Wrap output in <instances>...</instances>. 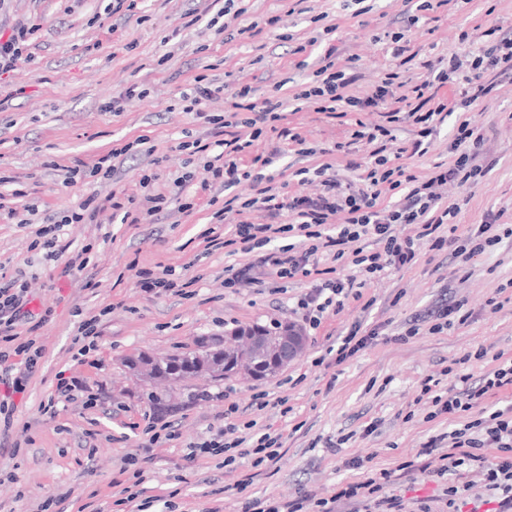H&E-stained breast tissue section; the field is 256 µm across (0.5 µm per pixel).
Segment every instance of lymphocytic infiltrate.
Masks as SVG:
<instances>
[{"label": "lymphocytic infiltrate", "mask_w": 512, "mask_h": 512, "mask_svg": "<svg viewBox=\"0 0 512 512\" xmlns=\"http://www.w3.org/2000/svg\"><path fill=\"white\" fill-rule=\"evenodd\" d=\"M421 66L427 73L426 79L414 85L409 93L395 95L393 89L399 78L397 72L387 73L372 93L364 98L346 95L349 83L344 71L335 67L332 55H325L323 65L317 70L318 84L302 87L294 95L298 101H315L320 111L334 112L341 105L367 112L385 108L388 123L400 119L411 120L419 125V137L410 145L411 155H424L427 152L426 138L431 136V124L435 117L448 110L447 103L438 96L440 89L448 82V72L458 69L459 60H450L448 65L427 59ZM475 71L467 89L463 90L464 104L471 105L489 94L493 86L483 80L485 73H512V38L504 37L490 46L483 56L473 63ZM262 135L261 129L252 130L249 135H234L226 146L231 155L223 165L205 163L204 186L219 184L230 189L245 179L236 157L254 153L253 146ZM480 137L475 136L467 122H460L456 128L450 149L456 155L453 164L438 167L428 180H419L403 166H390L387 155L374 150L371 156L374 165L366 170L362 184L343 181L333 163L327 162L315 168L299 169V176L319 178L321 191L313 196H296L281 201L272 187L258 189L256 196L247 199L239 206L225 205V212L234 213L232 241L249 253L261 249L258 264L267 267L281 279L298 275L309 276V264L320 250H334L336 256L352 252L354 264L359 273L346 279H328L315 285L301 300L302 308L323 313L343 306L351 295L357 276L371 279L380 276L386 269H401L412 265L418 256L419 243H427L430 250L440 251L448 246L447 237L439 230L447 219L456 217L459 205L443 204L437 193V186L448 182L460 185L471 184L484 167L480 164ZM405 189L403 199L386 203L382 200L383 188ZM170 196L159 192L146 195L143 199L115 193L105 199L88 197L73 212V222L97 221L100 215H110L111 219L124 224H136L141 214L159 213L168 208ZM254 209L269 211L279 215L288 210L297 218L296 229L304 238L303 243H291L272 252L264 247L271 242L273 235L285 233V226L256 224L247 214ZM341 217L342 222L336 234L325 231L333 217ZM417 225L416 235H404L399 231L403 225ZM371 240L372 250L360 248L361 240ZM27 286L15 285L14 281L0 282V423L11 426L13 421L14 398L25 393L34 369L44 354L36 339L22 338L18 331L20 312L29 304ZM450 380L447 396L433 394L429 381H422V393L431 395L436 415L446 416L456 422V429L447 436H433L429 447H436L440 441H447L448 452L441 456L437 473L467 468L481 472L488 490L499 492V512H512V407L496 410L485 417H473L472 411L479 407L486 396L512 388V360L500 362L496 368L485 374L482 383L469 385L467 375L456 368L445 371ZM497 449L495 460H488L486 449ZM388 470L373 471L366 481H345L340 483L331 497L332 504L323 512H334L333 505L344 502L360 508L361 512H403L400 499L387 495L385 487L389 482Z\"/></svg>", "instance_id": "1"}]
</instances>
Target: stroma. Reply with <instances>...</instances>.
Wrapping results in <instances>:
<instances>
[{
  "instance_id": "1",
  "label": "stroma",
  "mask_w": 512,
  "mask_h": 512,
  "mask_svg": "<svg viewBox=\"0 0 512 512\" xmlns=\"http://www.w3.org/2000/svg\"><path fill=\"white\" fill-rule=\"evenodd\" d=\"M113 12L112 0H0V28H31L32 35L12 71L0 74V187L14 219L0 218V278L24 275L38 314L53 309L52 320L38 332L45 355L26 394L15 399L8 435L0 434V512H40L50 497L64 493L66 512H131L119 504L121 485L130 477L125 460L139 454L148 425L174 423L178 436L160 440L144 463L146 512H244L246 502L282 505L302 500V512H319L317 502L333 495L337 482L365 479L364 470L347 466L353 457H374L391 469L388 493L401 497L405 512L417 502L429 512H496L498 503L484 477L463 475L468 495L449 505L447 478L431 463L447 454V444L419 452L430 437L447 431L446 417H433L420 382L437 378L435 394L448 392L443 371L455 360L480 379L495 367L494 357L512 359V79L500 77L479 103L461 107L460 92L472 75L471 61L494 44L485 36L491 25L512 30V0H448L420 11L411 0H235L245 10L241 24L279 16L275 29L255 37H221L203 23L224 0H129ZM201 16L184 26L182 16ZM431 59H460L443 92L457 107L428 138L422 157H405L411 172L429 178L435 164H452L449 145L459 122H468L482 138L493 167L475 184L448 183L439 192L444 203L461 204L454 236L463 245L471 229L488 214L498 244L470 260L449 251L421 247L413 265L390 269L368 280L360 298L324 313L320 325L305 329L307 347L296 362L276 376L225 380L221 387L189 382L199 400L169 418L156 416L141 397L148 381L132 376L126 358L148 353L177 354L199 336H220L237 327L274 322L301 323L302 294L318 275L280 279L258 267L257 254L231 251L229 226L214 214L232 197L255 196L252 179L224 190L202 187L205 162L214 160L216 129L184 111L180 95L195 76L224 85L225 96L248 87L254 101L273 94L288 98L309 82L328 47L351 83L348 95L362 97L391 71L409 83L423 78L417 62L397 66L387 51L396 34ZM146 89L132 94L131 86ZM121 109L107 111L112 99ZM311 148L302 155L296 144L277 142L264 131L254 150L279 146L282 156L271 167L281 197L319 192L316 182H299L293 172L322 163L323 149L351 140L358 123H386L378 112L331 115L300 103L288 113ZM148 136L137 144L138 136ZM208 143L193 152L194 141ZM129 146L111 176L94 174L101 153ZM80 166L75 183L63 185L64 167ZM152 170V190L179 194V203L145 216L139 224L73 223L63 229L70 253L86 251L88 264L64 274L65 260L49 262L37 243V224L61 220L89 195L98 199L125 191L140 196V174ZM194 180L184 192L174 181L185 173ZM20 197H13V190ZM223 240L207 248L206 238ZM163 263L185 284L181 295L150 297L136 288V272ZM254 264V282L225 287L230 273ZM462 303L469 318L442 333H431L434 313L445 302ZM99 316L97 347L85 360L72 358L80 316ZM370 339L343 363L328 350L354 324ZM417 335H409V328ZM483 359H475L478 349ZM76 380L81 399L59 402L54 415L43 403L56 395L58 372ZM268 393L270 403L257 409L253 398ZM247 446L266 432L280 434L276 461L254 457H200L186 461L190 447L215 434L229 406ZM343 439L340 450L329 443Z\"/></svg>"
}]
</instances>
